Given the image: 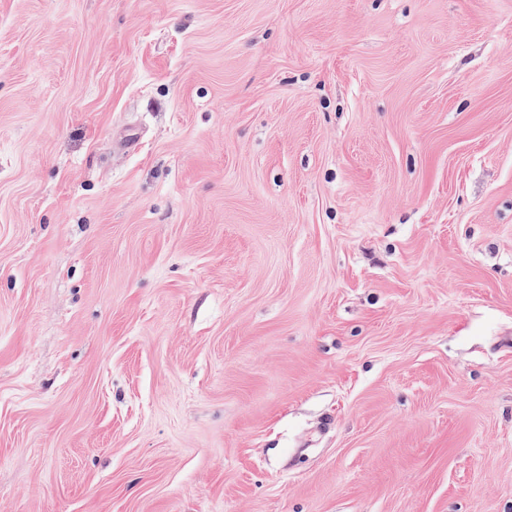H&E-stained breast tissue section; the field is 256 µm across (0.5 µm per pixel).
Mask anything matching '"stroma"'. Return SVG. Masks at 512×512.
<instances>
[{
    "label": "stroma",
    "mask_w": 512,
    "mask_h": 512,
    "mask_svg": "<svg viewBox=\"0 0 512 512\" xmlns=\"http://www.w3.org/2000/svg\"><path fill=\"white\" fill-rule=\"evenodd\" d=\"M0 512H512V0H0Z\"/></svg>",
    "instance_id": "obj_1"
}]
</instances>
